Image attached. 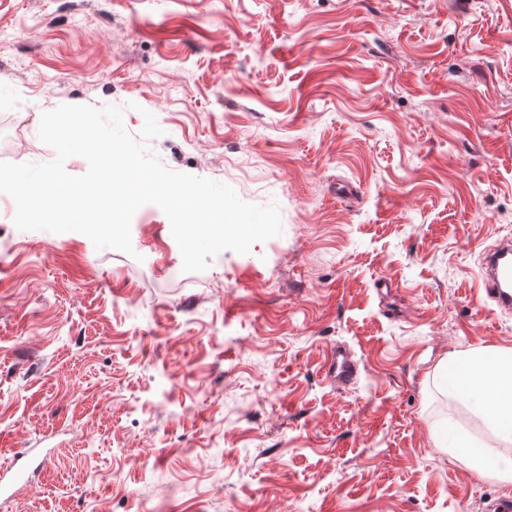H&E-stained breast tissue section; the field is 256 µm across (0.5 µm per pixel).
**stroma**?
I'll use <instances>...</instances> for the list:
<instances>
[{
    "label": "stroma",
    "mask_w": 512,
    "mask_h": 512,
    "mask_svg": "<svg viewBox=\"0 0 512 512\" xmlns=\"http://www.w3.org/2000/svg\"><path fill=\"white\" fill-rule=\"evenodd\" d=\"M115 105L169 170L277 205L282 233L182 270L154 204L133 254L22 231L0 193V512H482L435 446L487 439L437 371L512 346L480 263L512 236V0H0V161L43 112ZM360 364L340 390L336 344ZM325 377L338 387L349 388L359 376V365L352 353L342 345H336L328 354L324 364Z\"/></svg>",
    "instance_id": "1"
}]
</instances>
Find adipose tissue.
Here are the masks:
<instances>
[{
    "instance_id": "obj_1",
    "label": "adipose tissue",
    "mask_w": 512,
    "mask_h": 512,
    "mask_svg": "<svg viewBox=\"0 0 512 512\" xmlns=\"http://www.w3.org/2000/svg\"><path fill=\"white\" fill-rule=\"evenodd\" d=\"M448 392L467 402L491 437L482 442L466 431L449 436L447 451L478 475L512 487V347L457 351L438 365Z\"/></svg>"
}]
</instances>
